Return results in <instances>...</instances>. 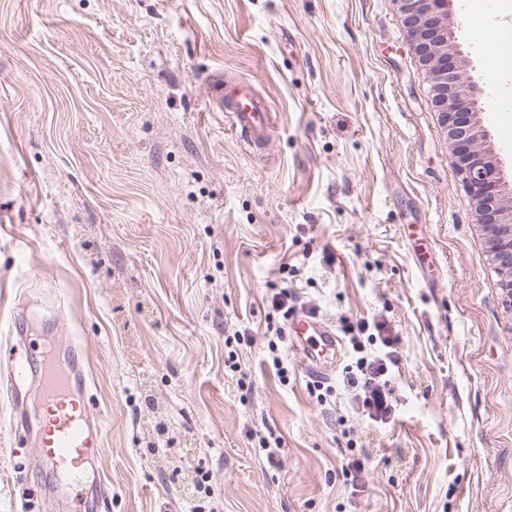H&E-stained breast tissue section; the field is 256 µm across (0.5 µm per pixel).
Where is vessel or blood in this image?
Segmentation results:
<instances>
[{"label":"vessel or blood","mask_w":512,"mask_h":512,"mask_svg":"<svg viewBox=\"0 0 512 512\" xmlns=\"http://www.w3.org/2000/svg\"><path fill=\"white\" fill-rule=\"evenodd\" d=\"M235 133L253 146L262 145L273 125V117L264 102L246 91L230 99L225 107ZM291 346L303 352L310 375L324 377L328 366L340 353V339L335 329L322 321L297 314L288 322ZM87 381L79 359L60 361L53 352H46L41 366L38 399L54 411L48 432L40 440L44 466L52 470L69 488L82 485L80 462L97 456L100 447L99 422L90 415L73 414L68 410L74 394H85Z\"/></svg>","instance_id":"vessel-or-blood-1"}]
</instances>
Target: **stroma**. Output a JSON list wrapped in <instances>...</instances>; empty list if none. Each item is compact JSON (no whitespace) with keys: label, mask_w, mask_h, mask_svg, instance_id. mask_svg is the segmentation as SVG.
Returning a JSON list of instances; mask_svg holds the SVG:
<instances>
[{"label":"stroma","mask_w":512,"mask_h":512,"mask_svg":"<svg viewBox=\"0 0 512 512\" xmlns=\"http://www.w3.org/2000/svg\"><path fill=\"white\" fill-rule=\"evenodd\" d=\"M489 2L448 5L484 84L475 32L512 26ZM238 84L273 112L262 149L217 104ZM482 119L512 176V102ZM486 240L398 0H0V364L79 346L102 423L83 486L40 512H512V301ZM283 287L400 337L393 424L354 415L339 371L320 404L286 342L279 384ZM228 327L256 338L237 372ZM16 421L0 392V512L55 483ZM284 328L282 326H275L274 322L267 323V331L264 338L267 340V349L272 354V366L278 375L280 382L283 385L288 384V366L285 364L283 358L278 354L279 346L277 341H281Z\"/></svg>","instance_id":"1"}]
</instances>
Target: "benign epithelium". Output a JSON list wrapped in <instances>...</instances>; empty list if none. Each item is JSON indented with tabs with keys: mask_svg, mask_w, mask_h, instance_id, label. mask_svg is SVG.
Wrapping results in <instances>:
<instances>
[{
	"mask_svg": "<svg viewBox=\"0 0 512 512\" xmlns=\"http://www.w3.org/2000/svg\"><path fill=\"white\" fill-rule=\"evenodd\" d=\"M408 32L432 78L435 103L448 129L461 181L478 205L491 206L488 224L490 259L504 275L501 288L512 297V182L492 161L494 148L479 120L490 104L485 88L468 80L460 51L448 30L450 0H398Z\"/></svg>",
	"mask_w": 512,
	"mask_h": 512,
	"instance_id": "benign-epithelium-1",
	"label": "benign epithelium"
}]
</instances>
